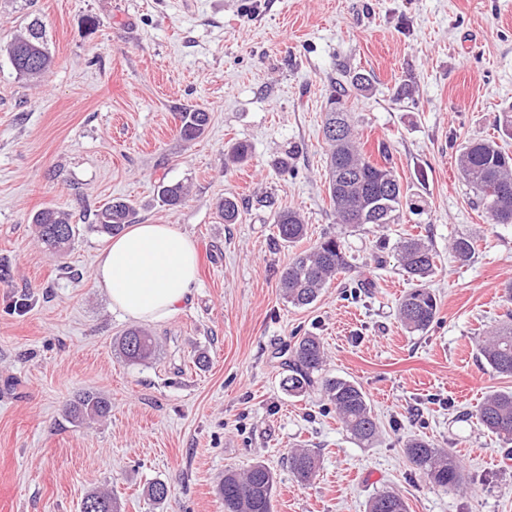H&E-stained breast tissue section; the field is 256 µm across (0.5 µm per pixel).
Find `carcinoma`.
<instances>
[{"mask_svg":"<svg viewBox=\"0 0 512 512\" xmlns=\"http://www.w3.org/2000/svg\"><path fill=\"white\" fill-rule=\"evenodd\" d=\"M8 55L17 74L29 80L44 77L54 65L45 31L36 20L29 23L26 31L15 35ZM209 122L210 116L205 110L185 109L181 113V138L186 142L198 139ZM323 136L329 146L327 191L337 223L354 228L395 223L407 198V189L394 172L387 146L378 147L383 162L367 156L356 142L346 103L336 96L331 97L325 114ZM457 163L462 177L477 191L493 223L512 224V155L494 140L474 139L461 149ZM186 196L187 190L180 183L158 186L159 200L165 206L177 207ZM217 209L224 223L238 222L240 208L236 198H224ZM135 216L136 209L131 202L113 199L98 211L92 229L102 235H117ZM32 223L38 241L49 254L62 258L69 252L75 240L76 225L71 223L67 210L59 206L38 209L32 215ZM274 224L278 237L284 242L296 243L307 236V224L295 209L277 212ZM451 250L459 262L466 263L475 255L476 240L455 238ZM398 261L408 279L416 282L399 300L400 322L411 333L424 332L439 311L436 295L425 287L435 267V254L429 243L410 238L398 246ZM349 268L342 241L326 236L295 255L280 276L279 288L292 305L308 307L316 302L323 288ZM156 350L155 336L140 328L128 330L119 342L120 354L133 362L151 359ZM480 352L493 371L512 376V320L492 330ZM325 364L326 353L320 338L299 337L288 364V376L282 381L283 389L292 396H301L321 383L324 395L346 430L359 442L373 444L378 437V426L366 393L348 379L319 378ZM111 409L112 402L105 395L85 392L67 404L65 415L80 424L103 419ZM476 418L488 431L512 438V391L486 395L476 410ZM404 454L419 475L430 483L446 491L463 486V468L451 451L413 437L406 441ZM287 460L291 474L302 484L310 482L319 468L317 455L309 448L290 449ZM276 483V473L261 462L243 472L233 468L224 470L218 483L224 512H271ZM81 512H118V504L110 492L98 489L83 499ZM367 512H408V507L399 494L385 491L369 500Z\"/></svg>","mask_w":512,"mask_h":512,"instance_id":"1","label":"carcinoma"}]
</instances>
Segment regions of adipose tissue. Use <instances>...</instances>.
Listing matches in <instances>:
<instances>
[{
  "label": "adipose tissue",
  "instance_id": "obj_1",
  "mask_svg": "<svg viewBox=\"0 0 512 512\" xmlns=\"http://www.w3.org/2000/svg\"><path fill=\"white\" fill-rule=\"evenodd\" d=\"M92 280L126 318L163 321L193 292L196 246L172 225L136 224L104 248Z\"/></svg>",
  "mask_w": 512,
  "mask_h": 512
}]
</instances>
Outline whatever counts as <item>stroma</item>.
<instances>
[{
    "mask_svg": "<svg viewBox=\"0 0 512 512\" xmlns=\"http://www.w3.org/2000/svg\"><path fill=\"white\" fill-rule=\"evenodd\" d=\"M42 22L54 57L40 81L20 77L7 43ZM366 91L352 89L355 73ZM343 91L369 155L390 147L410 196L395 223H337L325 184L322 135L330 96ZM210 123L185 142L179 114ZM512 109V0H0V512H80L107 488L121 512H224L225 468L262 462L277 474L272 512H366L392 490L408 512H512V443L488 433L476 407L512 376L481 357L506 308L512 224H494L456 165L471 139L498 137ZM251 147L244 166L233 143ZM424 181H417V174ZM181 182L180 206L160 183ZM235 196L238 223L217 215ZM121 197L137 223L170 224L199 255L190 302L149 324L148 362L116 347L131 320L113 311L90 272L109 239L94 215ZM59 205L77 226L65 259L38 244L34 211ZM294 208L308 226L295 246L276 241L273 214ZM330 235L355 269L311 306L287 302L280 273ZM471 236L460 263L448 244ZM432 244L428 284L439 313L407 332L397 304L411 283L396 245ZM373 280L355 292L359 277ZM319 337L325 373L357 382L381 437L358 444L318 388L280 386L295 338ZM108 396L105 419L73 423L76 395ZM453 452L463 491L416 475L410 437ZM314 450L316 477L298 483L290 448ZM167 484L157 504L149 483Z\"/></svg>",
    "mask_w": 512,
    "mask_h": 512,
    "instance_id": "obj_1",
    "label": "stroma"
}]
</instances>
